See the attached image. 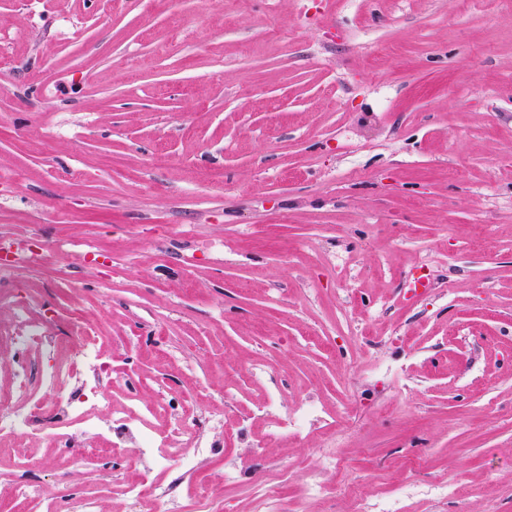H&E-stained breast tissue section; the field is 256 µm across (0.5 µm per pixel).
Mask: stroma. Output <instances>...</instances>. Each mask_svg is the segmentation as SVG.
I'll list each match as a JSON object with an SVG mask.
<instances>
[{"mask_svg":"<svg viewBox=\"0 0 512 512\" xmlns=\"http://www.w3.org/2000/svg\"><path fill=\"white\" fill-rule=\"evenodd\" d=\"M0 57V239L60 244L0 289L111 338L113 400L313 396L331 435L267 443L266 478L352 474L299 512L433 472L455 494L410 512H512V0H0ZM48 452L0 447V512ZM136 469L41 491L133 512Z\"/></svg>","mask_w":512,"mask_h":512,"instance_id":"stroma-1","label":"stroma"}]
</instances>
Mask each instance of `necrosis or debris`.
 <instances>
[{
    "label": "necrosis or debris",
    "mask_w": 512,
    "mask_h": 512,
    "mask_svg": "<svg viewBox=\"0 0 512 512\" xmlns=\"http://www.w3.org/2000/svg\"><path fill=\"white\" fill-rule=\"evenodd\" d=\"M56 250L39 236L0 244V271L20 264L41 266ZM76 342L62 344L54 334L51 316H28L22 302H15L12 326L0 330V350L12 356L13 384L0 389V439L17 434L43 438L72 464L93 456L110 455L113 449H133L142 463L137 478L125 485V494L137 512H215L206 470L224 445V417L190 409L187 403L171 404L172 426L164 432L150 423L152 405L129 394L122 408H114L109 394L114 370L98 336L82 329V317L73 314ZM43 353L44 363L33 362L31 347ZM263 411L274 421L273 438L302 433L321 423L317 400L302 401L292 412L282 411L276 395H269ZM175 471L170 483L155 476L159 470ZM347 472L340 458L325 456L320 468L308 471L300 486L302 498H333ZM17 499L38 498L41 512H97L94 498L72 494L44 498L39 474L23 468L14 482ZM453 489L447 479L433 477L419 484L406 479L373 500L355 498L353 512H405L415 498L445 497Z\"/></svg>",
    "instance_id": "necrosis-or-debris-1"
}]
</instances>
